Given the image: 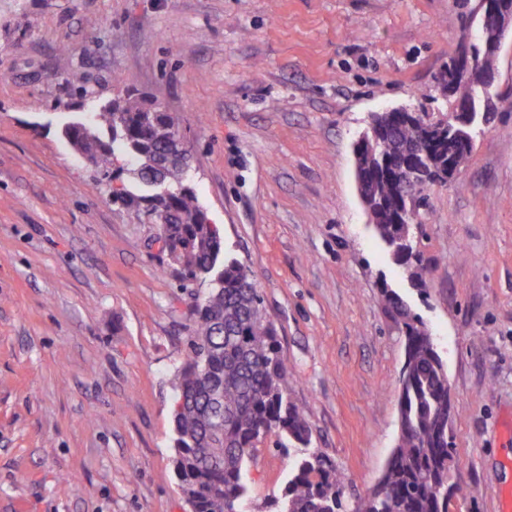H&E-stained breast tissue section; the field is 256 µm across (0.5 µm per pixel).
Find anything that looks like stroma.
Returning a JSON list of instances; mask_svg holds the SVG:
<instances>
[{"mask_svg": "<svg viewBox=\"0 0 512 512\" xmlns=\"http://www.w3.org/2000/svg\"><path fill=\"white\" fill-rule=\"evenodd\" d=\"M455 0H0V512H186L172 471L173 376L198 286L112 204L61 138L83 94L131 85L191 147L188 181L274 321L312 448L376 486L398 432L404 338L376 297L428 324L454 406V512L512 487V46L495 120L413 228L417 288L378 240L353 146L371 113L449 110L437 77ZM68 49L71 65L57 67ZM246 464L267 512L291 460Z\"/></svg>", "mask_w": 512, "mask_h": 512, "instance_id": "obj_1", "label": "stroma"}]
</instances>
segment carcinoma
I'll list each match as a JSON object with an SVG mask.
<instances>
[{"instance_id": "1", "label": "carcinoma", "mask_w": 512, "mask_h": 512, "mask_svg": "<svg viewBox=\"0 0 512 512\" xmlns=\"http://www.w3.org/2000/svg\"><path fill=\"white\" fill-rule=\"evenodd\" d=\"M474 0H460L463 24L475 28L476 70L495 68L496 59L481 53L482 20ZM92 105L90 121L73 120L62 137L73 150L90 157L103 178L118 180L125 172L134 187L112 198L115 204L142 206L149 202L169 217L164 234L176 250L171 263L185 281H212V290L197 305L193 332L183 365L174 382L172 415L173 473L181 493L192 497L197 512H245L248 488L245 463L262 440V433L288 439L280 451L296 452L288 479L269 512H451L448 496H463L448 487L454 460L448 434V375L434 336L423 319L399 294L381 289L385 308L404 329L405 360L399 375V430L380 481L370 494L348 507L344 479L336 466L311 450L312 431L305 411L292 399L288 367L277 330L267 315L252 275L224 248L216 225L205 222L206 211L194 190L185 188L183 166L169 165L170 137L163 128L172 116L129 93ZM373 155L391 165L393 175L377 165L364 179L374 190V204L386 220L375 225L393 261L411 279L424 285L415 253L402 243L404 225L392 223L403 197L448 183L439 179L437 165L448 164V145L428 133L420 118L392 112L370 142ZM129 167L114 168L117 155ZM414 165L435 167L425 182H404L398 171ZM220 422L224 435L213 432Z\"/></svg>"}]
</instances>
